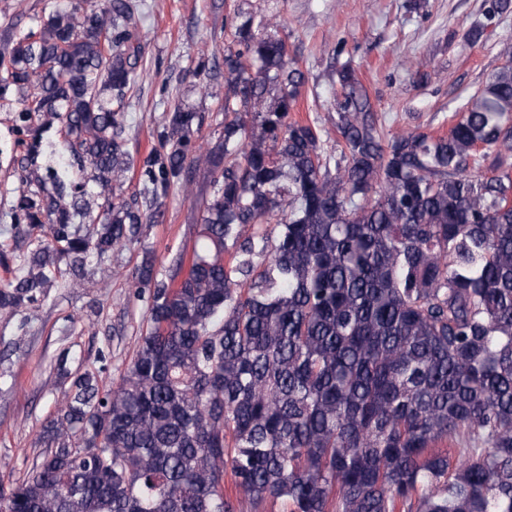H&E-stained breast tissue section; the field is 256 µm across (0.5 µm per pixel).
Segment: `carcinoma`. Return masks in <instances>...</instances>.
<instances>
[{"mask_svg": "<svg viewBox=\"0 0 512 512\" xmlns=\"http://www.w3.org/2000/svg\"><path fill=\"white\" fill-rule=\"evenodd\" d=\"M136 10L51 8L0 57L23 116L66 130L61 162L21 190L40 235L0 308L59 274L99 287L92 258L209 177L192 256L132 274L147 326L119 383L58 356L59 407L0 512H512V46L446 137L385 138L341 65L335 155L289 118L307 77L279 24L236 13L215 142L194 150L199 116L177 105L126 196ZM489 158L492 176L470 173Z\"/></svg>", "mask_w": 512, "mask_h": 512, "instance_id": "cac0c4a2", "label": "carcinoma"}]
</instances>
